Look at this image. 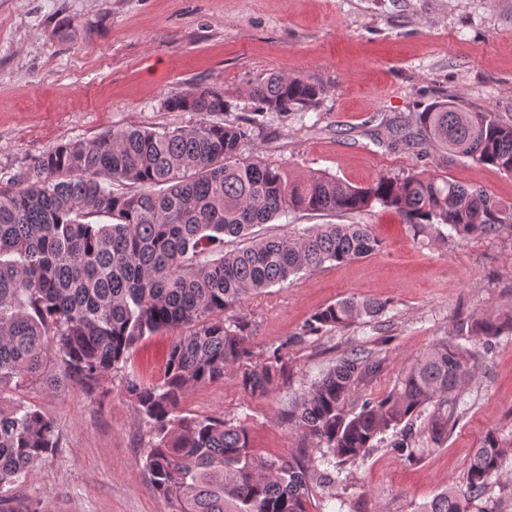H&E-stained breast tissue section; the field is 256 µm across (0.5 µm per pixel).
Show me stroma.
Masks as SVG:
<instances>
[{
    "mask_svg": "<svg viewBox=\"0 0 512 512\" xmlns=\"http://www.w3.org/2000/svg\"><path fill=\"white\" fill-rule=\"evenodd\" d=\"M75 38L57 34L62 20ZM273 73L319 89L315 105L261 113L249 87ZM190 86L220 90L219 122L251 119L246 157L303 179L322 173L365 186L416 168L484 188L512 206V174L432 149L394 144L397 126L438 100L512 120V0H0V187L57 146L130 126L195 124L163 102ZM366 224L372 254L325 263L247 298L254 350L264 355L330 303L381 301L374 320L310 337L289 348L287 385L256 399L232 378L187 390L196 416L243 421L252 446L269 457H320L283 423L286 402L306 391L346 349L375 352L381 372L359 386L348 410L383 398L434 342L457 326L512 308V228L460 239L446 226L418 233L390 209L339 216L291 211L254 226L257 237L313 224ZM172 332L142 340L129 366L148 382L165 370ZM93 400L64 377L26 382L0 395L53 418L61 445L21 483L0 487L7 512H168L140 459L148 436L121 375ZM465 412L447 441L413 462L384 434L346 481L314 486L317 512H419L448 484H463L472 451L492 433L509 448L508 470L472 512H512V334L494 339L465 384Z\"/></svg>",
    "mask_w": 512,
    "mask_h": 512,
    "instance_id": "1",
    "label": "stroma"
}]
</instances>
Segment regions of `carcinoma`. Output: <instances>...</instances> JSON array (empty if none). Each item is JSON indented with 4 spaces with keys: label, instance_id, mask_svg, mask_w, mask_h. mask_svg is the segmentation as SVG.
Returning a JSON list of instances; mask_svg holds the SVG:
<instances>
[{
    "label": "carcinoma",
    "instance_id": "cac0c4a2",
    "mask_svg": "<svg viewBox=\"0 0 512 512\" xmlns=\"http://www.w3.org/2000/svg\"><path fill=\"white\" fill-rule=\"evenodd\" d=\"M318 88L300 77L271 74L251 86L263 108L311 106ZM224 94L194 86L166 100L200 119L174 130L127 128L61 145L36 158L0 189V395L25 381H49V370L95 395L114 372L149 428L141 459L168 512H311V485L344 481L343 466L364 459L378 436L411 461L421 439L440 444L461 413V387L493 339L512 333V311L471 325L477 342L440 340L385 398L365 399L349 413L353 390L372 380L382 361L346 351L283 411L321 454L323 469L299 454L269 458L252 448L247 426L222 415L190 416L181 407L193 386L231 376L251 397H265L290 375L284 349L320 332L373 319L382 304L355 297L318 311L280 347L258 360L244 299L302 271L369 255L380 247L367 224H313L297 235L241 237L287 211L354 214L380 206L424 231L450 227L465 239L512 224L487 191L414 170L380 176L365 187L315 173L303 180L286 168L241 157L248 127L209 117L224 112ZM395 141L471 159L512 174V121L440 102L416 115L415 130ZM129 182L140 191L112 190ZM107 222L101 223L99 219ZM163 329H179L163 379L145 383L127 371L134 347ZM423 427H414L418 417ZM59 448L53 419L17 403L0 405V487L28 478ZM507 454L492 433L473 451L464 486H448L422 512H470L504 472Z\"/></svg>",
    "mask_w": 512,
    "mask_h": 512
}]
</instances>
